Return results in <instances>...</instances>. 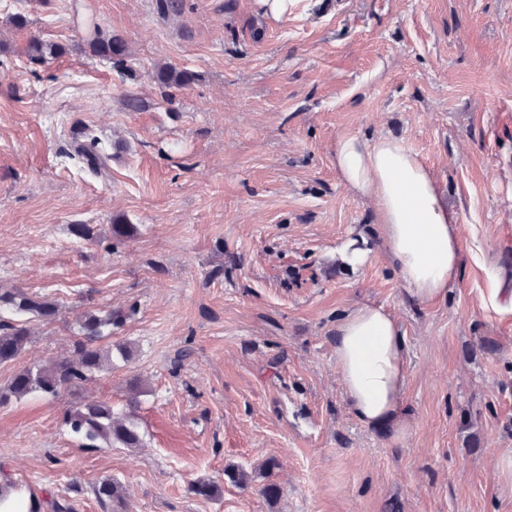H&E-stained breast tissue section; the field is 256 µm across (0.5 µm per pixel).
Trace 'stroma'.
I'll return each instance as SVG.
<instances>
[{
  "label": "stroma",
  "mask_w": 512,
  "mask_h": 512,
  "mask_svg": "<svg viewBox=\"0 0 512 512\" xmlns=\"http://www.w3.org/2000/svg\"><path fill=\"white\" fill-rule=\"evenodd\" d=\"M81 2L126 39L125 74L84 52L30 71V34L74 38L72 0H0V288L61 307L0 388L64 353L87 310L131 309L108 342L132 355L78 394L0 405V478L42 512H512V313L487 303L489 269L512 275V0H298L284 21L252 0H187L177 18L157 0ZM165 65L197 76L171 103ZM85 132L111 147L107 177L66 157ZM343 133L402 142L457 212L465 264L446 300L414 298L380 241L343 261L376 222L336 172ZM116 217L134 235L113 236ZM361 303L406 339L401 430L365 428L343 394L336 323ZM135 376L144 447H82L67 405L122 409ZM109 477L122 504L93 493ZM200 479L218 493H191ZM371 251L370 241L363 235L350 240L345 246V258L351 266H360L367 260Z\"/></svg>",
  "instance_id": "1"
}]
</instances>
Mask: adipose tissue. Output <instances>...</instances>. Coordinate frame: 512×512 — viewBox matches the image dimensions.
<instances>
[{
  "label": "adipose tissue",
  "instance_id": "ef3b65f1",
  "mask_svg": "<svg viewBox=\"0 0 512 512\" xmlns=\"http://www.w3.org/2000/svg\"><path fill=\"white\" fill-rule=\"evenodd\" d=\"M335 161L342 184L376 203V236L410 293L425 304L445 298L461 272L462 226L429 168L395 139L368 143L354 134L337 137ZM335 354L356 419L401 427L408 351L397 319L378 305L354 306L336 326Z\"/></svg>",
  "mask_w": 512,
  "mask_h": 512
}]
</instances>
